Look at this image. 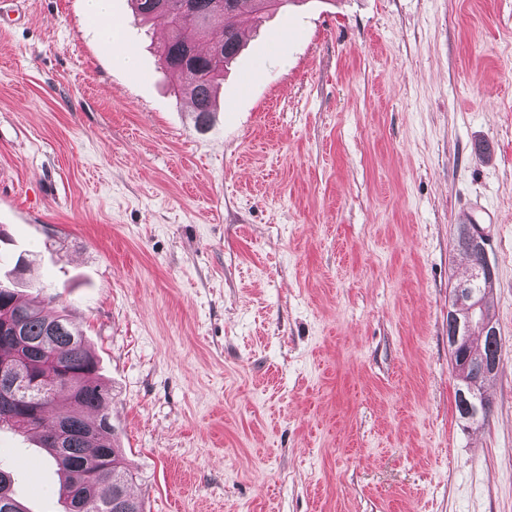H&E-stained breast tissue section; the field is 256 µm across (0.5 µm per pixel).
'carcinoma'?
I'll use <instances>...</instances> for the list:
<instances>
[{
	"label": "carcinoma",
	"mask_w": 512,
	"mask_h": 512,
	"mask_svg": "<svg viewBox=\"0 0 512 512\" xmlns=\"http://www.w3.org/2000/svg\"><path fill=\"white\" fill-rule=\"evenodd\" d=\"M136 11L149 19L162 16L170 37L159 50L165 73L189 77L188 91L195 105V125H210L217 80L239 54L241 35L264 13L260 0H251V11L239 9V0H187L190 11L172 12L173 0H133ZM222 37L208 50L200 45L214 28ZM494 314L490 298L494 284L463 280ZM21 324L17 338L0 334V366L24 360L23 368L37 379L54 371V359L63 380L59 388L36 399L11 400L0 393V427L7 425L39 434L41 447L63 476V496L68 506L77 500L83 512H143L142 504L128 492L133 479L122 449L114 445V430L105 413L109 388L96 379L97 361L82 335L62 316L47 317L41 308L18 298L14 272L0 276V329ZM55 327L54 335L47 328ZM69 426L66 444L57 441L51 423Z\"/></svg>",
	"instance_id": "obj_1"
}]
</instances>
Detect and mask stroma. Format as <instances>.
<instances>
[{"instance_id": "obj_1", "label": "stroma", "mask_w": 512, "mask_h": 512, "mask_svg": "<svg viewBox=\"0 0 512 512\" xmlns=\"http://www.w3.org/2000/svg\"><path fill=\"white\" fill-rule=\"evenodd\" d=\"M112 13L138 72L85 0H0V271L60 294L145 512H512V0L281 7L204 131L164 20ZM470 219L503 342L475 423L448 353ZM0 462L60 512L28 435Z\"/></svg>"}]
</instances>
